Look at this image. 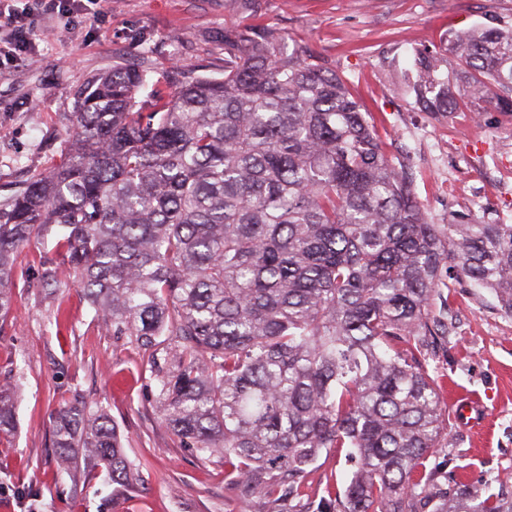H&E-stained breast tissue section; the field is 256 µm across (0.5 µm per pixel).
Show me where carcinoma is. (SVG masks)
Instances as JSON below:
<instances>
[{
	"label": "carcinoma",
	"instance_id": "obj_1",
	"mask_svg": "<svg viewBox=\"0 0 512 512\" xmlns=\"http://www.w3.org/2000/svg\"><path fill=\"white\" fill-rule=\"evenodd\" d=\"M224 27V73L146 55L75 93L49 172L0 201V320L23 250L55 239L38 287L64 311V266L94 317L149 353L155 407L183 447L224 459L268 512H512V495L448 494L426 462L450 410L428 359L448 296L491 291L512 315V224H433L333 62L269 25ZM454 59L449 79L444 67ZM421 112L512 113V28L448 31L417 49ZM18 386L0 384V436ZM54 445L119 492L143 482L101 407L59 402ZM349 449L343 489L308 470Z\"/></svg>",
	"mask_w": 512,
	"mask_h": 512
}]
</instances>
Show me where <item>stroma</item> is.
Instances as JSON below:
<instances>
[{
    "mask_svg": "<svg viewBox=\"0 0 512 512\" xmlns=\"http://www.w3.org/2000/svg\"><path fill=\"white\" fill-rule=\"evenodd\" d=\"M286 47L307 44L332 60L367 106L395 164L412 174L432 223L462 213L478 222L512 224V114H434L413 108V52L448 30L512 26V0H257ZM87 20H38L34 54L0 58V195L49 171L66 139L75 93L93 75L150 51L163 65L204 75L224 69V27L238 23L235 0H84ZM32 245L15 275V319L0 323V380L18 382L19 426L0 438V506L24 512L22 494L39 512H112L100 477L85 467L60 472L52 446L60 399L107 408L129 459L144 482L122 499L124 512H264L243 505L224 480V461L182 448L154 408L147 353L94 321L67 269L66 312L58 314L33 283ZM450 338L429 362L444 402H483L472 416L451 420L436 455L448 486L459 482L512 494V316L488 292L459 289L448 307ZM344 449L322 454L304 493L344 483Z\"/></svg>",
    "mask_w": 512,
    "mask_h": 512,
    "instance_id": "stroma-1",
    "label": "stroma"
}]
</instances>
